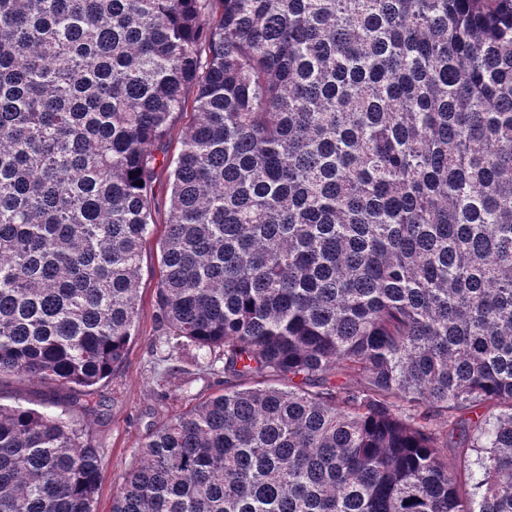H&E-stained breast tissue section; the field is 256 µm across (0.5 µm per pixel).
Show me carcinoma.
<instances>
[{
    "label": "carcinoma",
    "mask_w": 512,
    "mask_h": 512,
    "mask_svg": "<svg viewBox=\"0 0 512 512\" xmlns=\"http://www.w3.org/2000/svg\"><path fill=\"white\" fill-rule=\"evenodd\" d=\"M160 169L157 320L224 391L112 512H512V0H0V377L121 366ZM100 480L0 406V512ZM195 119V115L191 108L189 107L187 112L184 114H179L175 121L173 122L170 130V134L168 137L169 141V155L170 157H176L182 137L186 131V129L192 124Z\"/></svg>",
    "instance_id": "carcinoma-1"
}]
</instances>
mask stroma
<instances>
[{
    "mask_svg": "<svg viewBox=\"0 0 512 512\" xmlns=\"http://www.w3.org/2000/svg\"><path fill=\"white\" fill-rule=\"evenodd\" d=\"M167 218L164 206L154 213L155 235L142 248L137 334L120 368L96 386L91 399L54 384L0 379V405L63 415L98 448L102 482L96 512H111L115 481L132 466L137 448L157 423L178 416L222 388L221 382L207 373L205 363L195 362L194 348L174 350L168 361L151 352L152 345L163 340L155 310L159 279L156 236L162 233Z\"/></svg>",
    "mask_w": 512,
    "mask_h": 512,
    "instance_id": "stroma-1",
    "label": "stroma"
}]
</instances>
